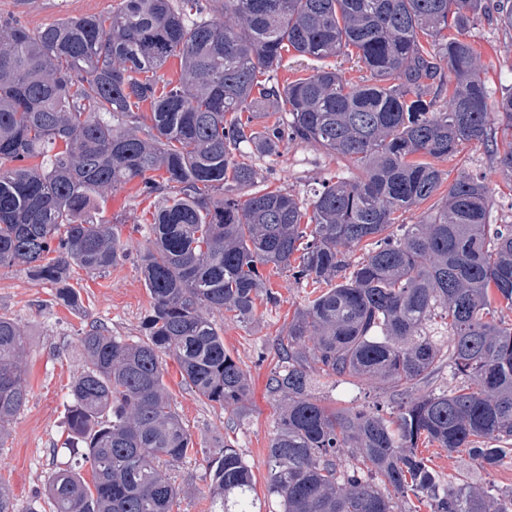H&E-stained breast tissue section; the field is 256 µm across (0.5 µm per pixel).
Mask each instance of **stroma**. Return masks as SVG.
<instances>
[{
  "instance_id": "35a3bbf8",
  "label": "stroma",
  "mask_w": 512,
  "mask_h": 512,
  "mask_svg": "<svg viewBox=\"0 0 512 512\" xmlns=\"http://www.w3.org/2000/svg\"><path fill=\"white\" fill-rule=\"evenodd\" d=\"M117 0H0V18H13L37 30L67 16L99 15L111 11ZM484 66L483 79L491 97L512 87V38L496 26L479 22L470 27ZM469 171L485 175L493 199L490 221L512 223V183L497 173L483 146L461 147ZM270 187L306 200L323 180L346 175L342 161L318 147L282 143L278 154L266 157L243 154ZM157 197L141 195L138 183H130L100 199L96 218L118 224L131 248L144 245L149 235ZM269 296L258 297L251 320L236 321L216 312L212 319L224 334V348L247 372L250 393L244 414H237L200 398L183 383L175 360H167L165 383L172 406L192 436L195 451L170 477L185 488L177 512H211L213 495L207 475V460L224 442H231L252 469L262 512H281L276 497L268 496L267 448L276 430L279 405L268 389V379L277 361V342L294 312L314 297L306 283L294 282L287 273L264 266ZM70 282L78 293L75 304L56 297L55 286L34 280L23 268L0 270V315L14 319L27 332L26 363L30 394L25 408L0 444V481L14 497L17 512H50L44 495L49 475L73 464L66 446L69 387L79 369L76 353L81 332L99 326L127 340L144 336L151 297L136 259L124 261L105 276L71 268ZM331 409L390 406L391 398L373 381L347 382L321 379L316 392ZM421 454L444 479L468 475L477 485L500 493L512 492V457L494 468H483L462 451L434 445Z\"/></svg>"
}]
</instances>
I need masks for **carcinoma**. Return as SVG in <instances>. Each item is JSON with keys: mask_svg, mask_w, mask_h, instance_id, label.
I'll return each instance as SVG.
<instances>
[{"mask_svg": "<svg viewBox=\"0 0 512 512\" xmlns=\"http://www.w3.org/2000/svg\"><path fill=\"white\" fill-rule=\"evenodd\" d=\"M199 2L119 0L36 31L0 20V269L24 266L74 304L71 267L105 273L130 252L94 219L96 198L137 181L161 199L139 250L153 302L144 338L78 337L67 425L91 479L53 472L52 512H174L181 491L166 471L194 443L163 357L200 397L242 409L246 372L210 314L252 319L270 264L318 290L288 322L268 381L283 401L267 481L282 512H394L411 494L431 512H512V493L446 482L417 452L462 448L481 466L512 454V324L495 320L496 305L512 310V224L489 223L490 189L461 167L440 193L434 164L479 143L512 181V140L499 150L491 127L494 113L512 130V88L490 100L467 35L481 18L511 32L512 0H211L208 16ZM290 51L354 55L369 77L319 65L282 81ZM171 58L180 78L160 92L148 73ZM284 140L345 161L349 176L308 203L262 186L241 147L271 156ZM27 344L1 315L0 444L28 402ZM444 367L459 386L414 396ZM324 377L376 379L397 409H330L314 394ZM209 477L213 512H261L232 445Z\"/></svg>", "mask_w": 512, "mask_h": 512, "instance_id": "carcinoma-1", "label": "carcinoma"}]
</instances>
